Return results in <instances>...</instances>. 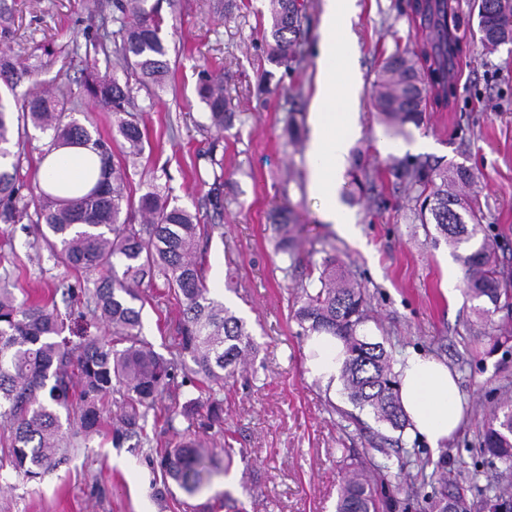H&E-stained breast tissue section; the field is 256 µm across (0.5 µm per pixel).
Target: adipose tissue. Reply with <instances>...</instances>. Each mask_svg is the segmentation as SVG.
Segmentation results:
<instances>
[{
  "instance_id": "adipose-tissue-1",
  "label": "adipose tissue",
  "mask_w": 512,
  "mask_h": 512,
  "mask_svg": "<svg viewBox=\"0 0 512 512\" xmlns=\"http://www.w3.org/2000/svg\"><path fill=\"white\" fill-rule=\"evenodd\" d=\"M356 0H326L317 45L316 94L309 113L307 158L309 189L324 202L323 217L342 236L357 233L355 224L337 199L350 139L360 131V85L348 23ZM89 149L53 150L39 166L42 185L90 188ZM308 367L323 385H335L346 353L336 336H310ZM399 395L412 435L429 448H443L462 426L465 403L456 372L444 361L422 353L409 355L397 368Z\"/></svg>"
}]
</instances>
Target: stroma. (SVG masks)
<instances>
[{"label":"stroma","instance_id":"obj_1","mask_svg":"<svg viewBox=\"0 0 512 512\" xmlns=\"http://www.w3.org/2000/svg\"><path fill=\"white\" fill-rule=\"evenodd\" d=\"M231 12L214 10L213 0H175L163 9L164 34L175 62L172 87L139 93L151 150L129 169L137 193L167 189L172 203L196 211L202 223L224 226L206 255V284L213 297L243 317L258 344L255 357L224 383V425L198 435L220 468L197 495L177 485L162 489L148 448L112 444L94 436L67 451L68 460L41 483L25 482L0 469V512H336L339 488L349 470L375 461L388 463L385 486L392 512H428L423 496L409 486L419 461L444 466L472 508H479L495 475L494 465L475 449L492 409L512 403V309L480 317L475 300L457 291L447 297L449 275L465 283L463 265L446 244H433L414 213L408 192L391 175L396 158L412 155L420 139L431 142L425 157L442 165L473 168L476 179L463 194L478 200L485 223L497 234V255L512 272V43L487 50L471 35L478 23L474 0H458L459 52L454 61L456 95L447 108L428 106L422 126L382 138L372 98L375 70L398 48H415L424 38L404 0H357L351 20L360 72V126L350 150H361L377 170L374 190L349 201L352 173L344 171L339 201L354 218L358 235L349 240L322 219V203L308 188L307 114L316 91L318 31L325 0H304L306 32L299 66L272 92L258 91L263 68L260 24L268 0H235ZM13 23L0 49L21 65L39 63L43 46L54 54L41 78L48 88L71 90L79 117L103 135L112 133V115L94 106L84 91L86 74L72 49L88 35L103 32L84 0H7ZM209 70L243 121L215 139L205 127L207 108L197 93L198 73ZM298 105L301 126L290 144L285 125ZM224 153V212L208 203L212 169L203 153L211 140ZM388 148H381V141ZM299 215L301 242L296 275L332 256L366 287L372 319L364 330L383 342L394 361L412 352L444 360L459 376L468 402L466 422L445 449L404 435L401 447L381 454L375 448L387 426L368 413L344 418L351 405L342 389L324 388L307 365V338L293 317L296 290L281 270L270 213L282 206ZM16 277L32 297L54 302L60 317L87 312L90 299L68 298L74 273L55 261L32 225L21 222L0 234V275ZM142 311L143 334L160 354L177 342L179 306L156 283ZM193 385L162 397L148 416L152 440L174 446L187 421L173 401L198 397Z\"/></svg>","mask_w":512,"mask_h":512}]
</instances>
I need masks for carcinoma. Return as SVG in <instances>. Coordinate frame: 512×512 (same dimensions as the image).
<instances>
[{
  "label": "carcinoma",
  "mask_w": 512,
  "mask_h": 512,
  "mask_svg": "<svg viewBox=\"0 0 512 512\" xmlns=\"http://www.w3.org/2000/svg\"><path fill=\"white\" fill-rule=\"evenodd\" d=\"M174 0H112L117 30L111 43L89 36L82 62L88 77L87 95L112 113L117 136H104L96 126L82 123L70 107L71 93L52 94L33 87L20 102L0 95V224L22 220L36 226L44 247L58 262L79 273L98 272L93 281L92 317L112 330L117 339L88 335L75 347L58 342L67 326L46 305L15 294L9 275L0 277V423L11 433L5 463L23 480L38 483L67 460L65 447L72 440L100 431L103 406L119 396L121 414L109 431L119 447L144 437L148 415L156 401L174 384L181 370L191 383H199L204 397L181 406L180 414L194 424L197 408L207 409L208 426L224 424V380L235 374L255 343L246 323L224 303L211 297L205 282V257L200 243L208 241L216 224H202L185 206L172 205L156 191L133 193L127 164L141 157L148 146L141 126L137 96L166 87L171 73L169 46L163 37V5ZM476 35L490 50L512 42V0H477ZM406 7L420 25L436 32L419 51L396 50L378 70L373 82L374 107L386 132L405 134L408 124L420 125L431 90L436 101L448 105V81L457 44L448 32V17H456L450 0H408ZM301 0H271V26L262 30L263 53L268 64L288 72L301 54ZM115 56L123 76L100 75L99 63ZM36 70L18 67L0 52V84L10 93L33 82ZM198 94L208 108L210 127L229 130L238 118L224 96V81L200 72ZM51 133L50 145L86 146L96 155L89 177L100 172L94 185L75 198H64L69 187L52 190L34 183L30 198L22 190L20 158L29 129ZM218 142L204 156L213 173L209 202L215 215L224 209V162L216 158ZM393 175L416 195L414 212L423 225L434 226L433 243L443 240L467 268L466 291L474 300L512 305V274L500 266L494 242L486 233L478 203L450 190L474 181L464 166L437 165L427 159L404 158L391 165ZM376 174L355 159L352 184L364 191L374 186ZM276 250L295 264L294 239L289 225L298 222L291 208L270 215ZM163 280L180 306L178 343L165 357L142 336V310L146 302L138 288H151ZM318 286L297 284L300 307L295 318L304 335L327 333L345 342L347 358L342 370L349 401L370 410L391 429L408 426L397 391L391 358L380 342L360 333L368 321L366 292L360 281L336 270L326 258L318 269ZM479 453L499 461L512 473V404L490 415L481 435ZM162 479L171 480L190 495L210 482L216 466L202 451L196 433L189 432L173 448H153ZM378 479L354 471L342 483L336 512H384L388 498L379 496ZM429 500L430 512H459L458 489L439 472Z\"/></svg>",
  "instance_id": "cac0c4a2"
}]
</instances>
